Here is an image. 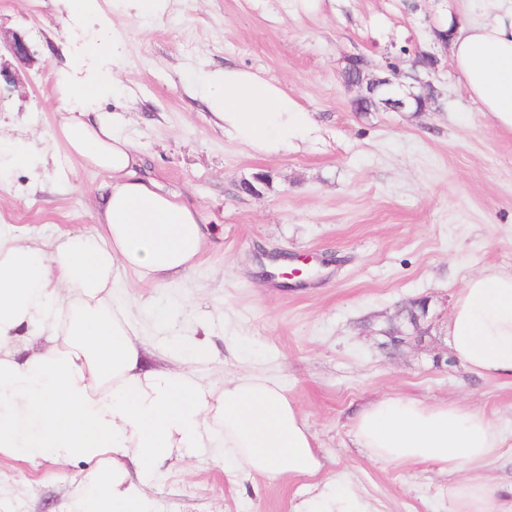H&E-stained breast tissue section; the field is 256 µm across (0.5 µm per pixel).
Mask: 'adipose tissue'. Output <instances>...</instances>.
I'll list each match as a JSON object with an SVG mask.
<instances>
[{
	"instance_id": "ef3b65f1",
	"label": "adipose tissue",
	"mask_w": 512,
	"mask_h": 512,
	"mask_svg": "<svg viewBox=\"0 0 512 512\" xmlns=\"http://www.w3.org/2000/svg\"><path fill=\"white\" fill-rule=\"evenodd\" d=\"M479 20L454 27L453 69L469 97L512 132V0H476ZM125 49L90 40L59 75L65 115L60 133L75 163L107 176L90 233L57 244L0 236V455L48 452L90 468L69 512H152L148 486L172 455L224 444V467L246 479L316 476L321 469L304 415L283 386L261 376L202 383L180 369H145L136 328L112 289L181 277L210 242L202 211L163 191L142 170L134 143L95 118L99 99L117 91L113 71ZM201 94L225 131L267 155L301 139L309 117L277 84L227 68L210 73ZM45 328V344L19 356L21 334ZM453 353L473 372L512 379V270L471 275L446 327ZM354 436L372 457L459 473L488 464L503 442L498 427L461 405H427L387 395L358 416ZM300 512H365L353 493L326 483ZM448 512H512L487 480L457 483Z\"/></svg>"
}]
</instances>
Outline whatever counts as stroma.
Masks as SVG:
<instances>
[{
    "label": "stroma",
    "instance_id": "1",
    "mask_svg": "<svg viewBox=\"0 0 512 512\" xmlns=\"http://www.w3.org/2000/svg\"><path fill=\"white\" fill-rule=\"evenodd\" d=\"M99 4L79 24L63 0H0V66L11 77L0 84V136L41 159L0 174V231L47 244L93 232L106 176L82 164L58 174L57 78L68 51L118 37L121 92L98 112L135 143L148 176L201 208L213 243L185 279H125L114 297L131 308L148 367H172L171 349L197 339L210 348L189 364L202 381L278 379L324 463L314 477L255 483L225 473L223 445L175 454L152 479L154 512H294L332 481L369 512H448L458 475L383 463L357 446L356 416L385 395L491 418L505 441L474 474L511 494L512 382L468 370L444 330L470 275L512 269V133L479 111L449 60L431 77L433 112H353L338 75L348 55L379 63L395 47L432 49L431 23L470 19L466 0H168L148 19ZM16 35L26 59L7 47ZM227 65L278 84L308 112L310 133L266 155L218 128L200 85ZM260 174L259 194L244 191ZM268 251L310 257L308 273L264 278ZM415 298L430 303L429 336L387 348L382 325ZM86 472L40 452L0 455V512H69Z\"/></svg>",
    "mask_w": 512,
    "mask_h": 512
}]
</instances>
